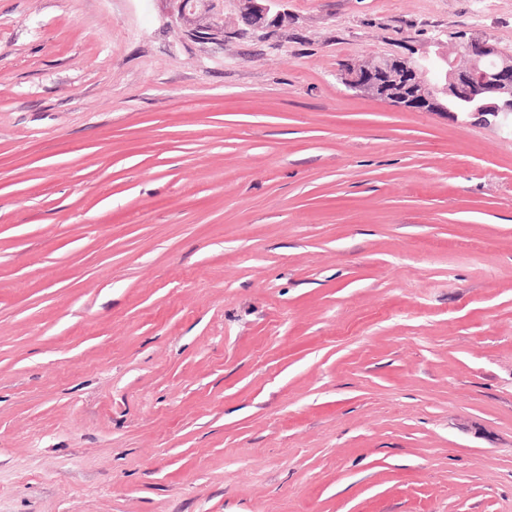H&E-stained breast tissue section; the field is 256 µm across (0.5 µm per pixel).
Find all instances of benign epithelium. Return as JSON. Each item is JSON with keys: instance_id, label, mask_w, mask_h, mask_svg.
Returning <instances> with one entry per match:
<instances>
[{"instance_id": "obj_1", "label": "benign epithelium", "mask_w": 512, "mask_h": 512, "mask_svg": "<svg viewBox=\"0 0 512 512\" xmlns=\"http://www.w3.org/2000/svg\"><path fill=\"white\" fill-rule=\"evenodd\" d=\"M239 2L242 19L250 27L262 28L282 19L275 7L283 0ZM461 49L467 60L464 68L438 49L417 57H382L369 68L357 63L342 69L341 78L397 108L447 112L448 102L456 101L471 112L500 116L512 125V54L487 39H474Z\"/></svg>"}]
</instances>
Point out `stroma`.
Returning a JSON list of instances; mask_svg holds the SVG:
<instances>
[{
    "label": "stroma",
    "instance_id": "stroma-1",
    "mask_svg": "<svg viewBox=\"0 0 512 512\" xmlns=\"http://www.w3.org/2000/svg\"><path fill=\"white\" fill-rule=\"evenodd\" d=\"M280 9L0 0V512H512V0ZM240 2L241 16L244 22L254 28H263L264 26L274 25L282 19L284 15L281 11H276L272 19L269 15L283 0H238ZM461 49L468 62L465 68H459L447 53L437 49L417 57H382L369 68L357 63L343 68L340 75L350 87L397 108L451 112L459 105L449 104V109L448 102L457 101L469 112L501 116L511 128L512 54L502 52L488 39L471 40ZM430 72L434 78L425 82Z\"/></svg>",
    "mask_w": 512,
    "mask_h": 512
}]
</instances>
